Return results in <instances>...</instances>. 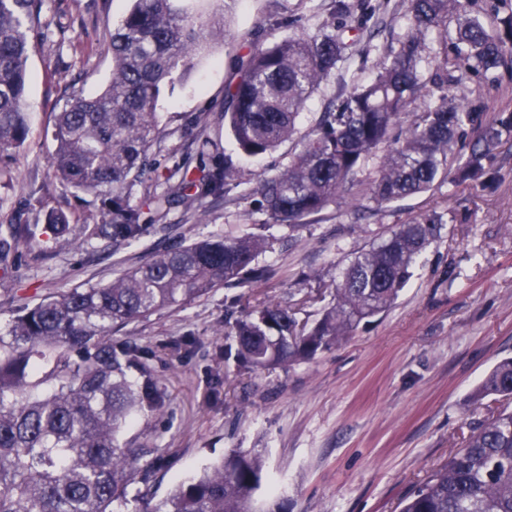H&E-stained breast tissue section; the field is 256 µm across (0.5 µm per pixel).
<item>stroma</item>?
<instances>
[{
    "instance_id": "1",
    "label": "stroma",
    "mask_w": 512,
    "mask_h": 512,
    "mask_svg": "<svg viewBox=\"0 0 512 512\" xmlns=\"http://www.w3.org/2000/svg\"><path fill=\"white\" fill-rule=\"evenodd\" d=\"M131 0H48L32 28L24 146L0 155V224L26 232L15 246L19 269L0 291V328L16 308L61 288L111 282L168 247L217 234L252 232L273 246L259 258L267 275L247 288L214 289L179 308L158 311L118 331L119 339L154 351V372L168 401L148 423L123 435L145 460H160L150 485L129 486L121 512H142L143 496L164 498L184 478L234 452L265 461L257 498L264 512H399V505L471 426L502 408L501 400L473 401L493 366L512 357V141L501 144L491 180L445 184L431 191L358 212L341 205L291 230L266 225L246 198L260 175L277 173L312 134L329 101L373 78L374 44L406 31L403 0H383L376 43L360 42L308 101L293 137L260 157L240 156L224 135V89L234 55L255 44L298 32L316 33L328 20L330 0H205L224 14V40L174 89L160 96L161 122L151 153L159 168L144 172L131 196L155 192L167 170H196L201 160L229 161L238 188L205 201L204 215L171 208L150 234L115 245L74 247L42 224V205L71 223L99 224L103 197L77 193L54 175L53 118L71 88L99 94L112 69L110 38ZM476 124L512 111V72L496 81L469 77L455 89ZM206 117L203 138L186 128ZM434 211L446 226L418 258L393 306L341 345L288 366L254 370L237 358L224 333L229 317L270 303L288 306L312 322L331 299L343 268L389 228Z\"/></svg>"
}]
</instances>
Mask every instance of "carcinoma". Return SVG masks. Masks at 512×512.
Instances as JSON below:
<instances>
[{"instance_id":"cac0c4a2","label":"carcinoma","mask_w":512,"mask_h":512,"mask_svg":"<svg viewBox=\"0 0 512 512\" xmlns=\"http://www.w3.org/2000/svg\"><path fill=\"white\" fill-rule=\"evenodd\" d=\"M495 26L467 13L463 0H405L408 31L378 50L372 80L358 83L323 112L318 126L278 174L262 177L252 193L269 221L296 229L330 206L347 202V186L379 157L377 175L356 199L365 209L429 191L445 183L456 148L465 145L474 113L453 94L464 75L488 79L512 68V12ZM44 0H0V151L18 148L29 133L24 95L32 45L30 26ZM376 7L368 0H331L330 19L315 36H288L257 45L233 61L224 124L246 156L265 155L290 139L308 99L349 51L343 38L372 36ZM456 37L448 38V19ZM435 37L443 56L435 73L423 63ZM224 39V13H203L198 0H134L112 29V76L104 91H80L56 113L55 176L71 188L105 196L110 218L72 224L54 208L44 221L80 246L96 240L136 241L150 231L133 187L159 133L161 91L199 55ZM427 99L409 127L401 114ZM512 140V112H502L472 144L464 182L489 174L495 149ZM231 163L175 169L148 199L159 217L177 204L199 210L207 196L236 186ZM445 220L424 213L358 253L334 286L331 304L315 322L299 325L288 307L269 304L224 322L238 357L255 368L307 359L349 339L359 324L385 313L412 276L417 258L440 238ZM24 233L9 224L0 239V269L16 268L9 240ZM272 246L254 233L219 235L155 255L108 284L61 288L33 306L19 307L0 332V512H114L128 486L147 484L159 463L139 465L118 436L148 421L167 403V389L150 366L153 352L112 339V331L223 285L264 278L259 257ZM512 400V359L499 362L474 393ZM265 462L232 453L178 484L143 512H259L255 494ZM400 512H512V410L504 407L471 430L463 447L404 500Z\"/></svg>"}]
</instances>
